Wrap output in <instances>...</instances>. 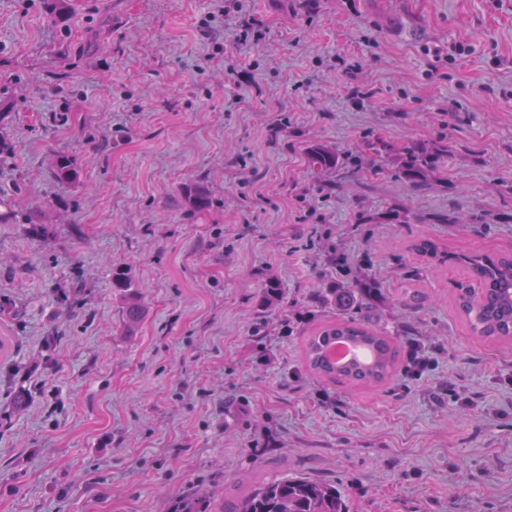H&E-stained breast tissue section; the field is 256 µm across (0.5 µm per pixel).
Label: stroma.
<instances>
[{"mask_svg": "<svg viewBox=\"0 0 512 512\" xmlns=\"http://www.w3.org/2000/svg\"><path fill=\"white\" fill-rule=\"evenodd\" d=\"M67 3L51 23L47 0H0V193L21 218L0 224V512H220L288 475L351 512H512V343L470 335L464 269L427 272L428 310L389 298L414 238L512 255V0ZM244 21L264 37L233 69ZM378 136L448 160L405 184ZM316 142L346 161L334 188L311 177ZM59 152L80 186L51 178ZM326 239L385 288L375 318L410 328L421 376L304 371ZM116 267L147 306L133 337ZM268 274L284 302L255 336Z\"/></svg>", "mask_w": 512, "mask_h": 512, "instance_id": "obj_1", "label": "stroma"}]
</instances>
